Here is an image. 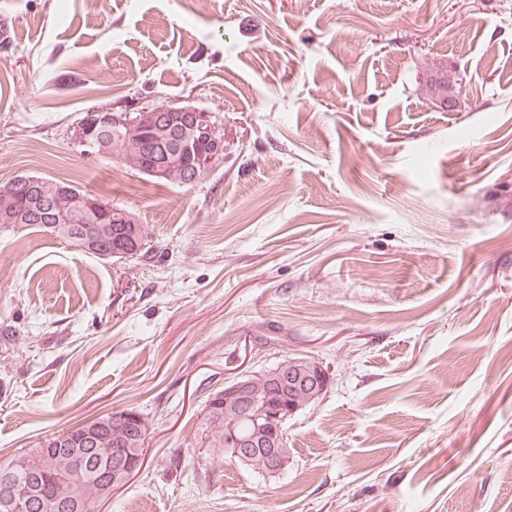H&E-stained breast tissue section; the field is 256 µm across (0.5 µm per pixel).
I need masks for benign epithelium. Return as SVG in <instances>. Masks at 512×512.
Here are the masks:
<instances>
[{
	"instance_id": "benign-epithelium-1",
	"label": "benign epithelium",
	"mask_w": 512,
	"mask_h": 512,
	"mask_svg": "<svg viewBox=\"0 0 512 512\" xmlns=\"http://www.w3.org/2000/svg\"><path fill=\"white\" fill-rule=\"evenodd\" d=\"M105 121L115 127H123L136 135L150 155V170L155 176H165L173 169V162L180 160L187 183L203 179L216 158L224 152V139L216 137L220 129L216 113L196 107L187 101L172 104L163 110L151 104L142 105L137 111L112 109ZM189 131L206 144L204 151L181 152L170 146L171 132ZM330 378L324 366L315 360H288L261 376L244 374L224 385V451L240 466L259 467L266 477L276 479L283 475L289 463L288 437L283 424L292 415L305 408L320 389H326ZM288 388V401L262 404L259 398L267 395L271 386ZM102 431L72 427L58 435L57 445L73 442L88 447L87 453L76 457L71 452L68 476H90L87 458L97 456L120 457L122 448H110L103 454L99 444ZM141 468L137 456L121 457L112 473V479L104 483L103 491L124 483ZM30 507L43 512L49 507L54 512H81L82 507L74 500H46L39 489L28 486Z\"/></svg>"
}]
</instances>
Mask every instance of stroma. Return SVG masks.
Returning a JSON list of instances; mask_svg holds the SVG:
<instances>
[{"instance_id":"1","label":"stroma","mask_w":512,"mask_h":512,"mask_svg":"<svg viewBox=\"0 0 512 512\" xmlns=\"http://www.w3.org/2000/svg\"><path fill=\"white\" fill-rule=\"evenodd\" d=\"M0 25V185L71 183L152 245L0 228V460L133 408L143 465L98 512H512V0H0ZM185 99L224 132L193 185L72 139ZM288 357L332 382L268 480L204 407Z\"/></svg>"}]
</instances>
